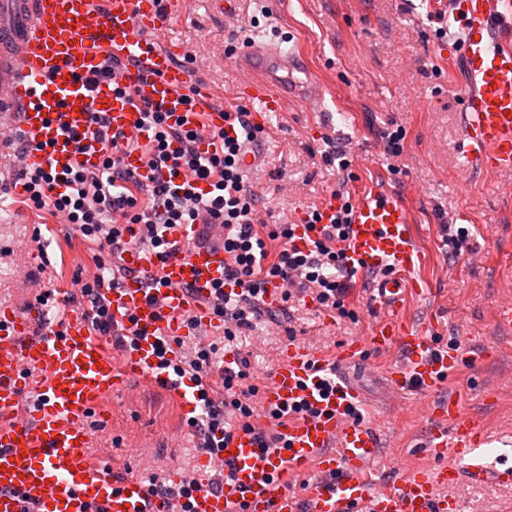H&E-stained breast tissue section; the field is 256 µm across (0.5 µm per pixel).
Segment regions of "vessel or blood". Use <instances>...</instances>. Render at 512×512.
Listing matches in <instances>:
<instances>
[{"instance_id": "b4317fda", "label": "vessel or blood", "mask_w": 512, "mask_h": 512, "mask_svg": "<svg viewBox=\"0 0 512 512\" xmlns=\"http://www.w3.org/2000/svg\"><path fill=\"white\" fill-rule=\"evenodd\" d=\"M447 14L465 33L455 52L465 74L464 156L485 172L512 171V0H426L427 17ZM172 19L160 0H0V149L18 135L30 149L27 162L58 172L92 169L103 158L91 135L93 116L144 140L145 105L166 112L171 126L205 128L200 147L208 149L210 132L226 126L224 109L206 86L187 94L191 74L178 61L186 50L164 38ZM109 56L121 63L117 77L95 79ZM237 62L248 76V97L263 111H284L293 99L321 106L301 52L254 41ZM127 87L134 100L124 96ZM198 231L195 224L174 225L170 237L190 249L163 262L128 246L120 286L102 291L113 320L136 334L120 359L84 311L66 310L60 323L39 307L25 318L0 312V512H459V498L437 496V486L512 488V464L480 454L482 428L453 395L431 409L425 446L436 457L454 451L464 468L414 469L392 489L372 480L382 439L354 414L360 392L351 367L368 351L399 348L404 362L387 372L397 395L437 389L463 362L455 349L436 351L432 323L405 318L407 301L423 293L419 272L429 255L414 239L406 199L374 186L353 211L344 249L350 265L374 275L380 318L331 358L284 345L262 387L264 406L305 402L312 414L274 427L256 417L225 443L224 454L201 456L195 472L169 469L171 484H193L187 497L149 496L137 476L94 465L89 420L129 376L151 385L168 381L155 354L158 337L170 340L168 357L176 362L184 336L224 328L214 314L215 292L238 290L224 279V227L211 225L208 243L199 242ZM147 273L158 277L156 287H145ZM35 371L40 381H33ZM172 392L183 418L194 417V384L173 385ZM270 427L278 442L266 448L259 434ZM312 467L316 477L294 493L293 477Z\"/></svg>"}]
</instances>
